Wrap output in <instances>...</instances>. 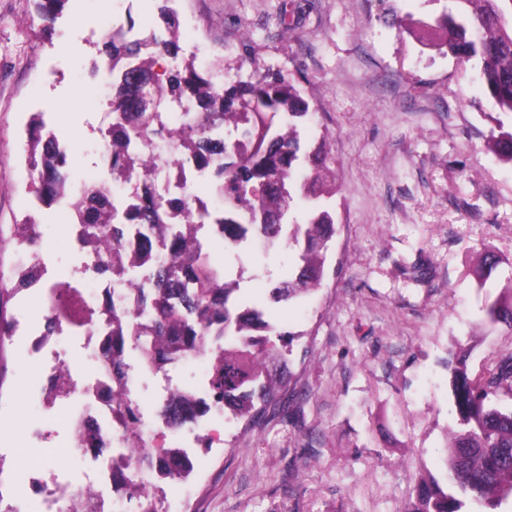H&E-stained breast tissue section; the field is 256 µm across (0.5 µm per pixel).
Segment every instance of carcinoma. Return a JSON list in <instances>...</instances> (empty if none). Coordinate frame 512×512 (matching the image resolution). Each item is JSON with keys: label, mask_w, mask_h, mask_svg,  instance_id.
<instances>
[{"label": "carcinoma", "mask_w": 512, "mask_h": 512, "mask_svg": "<svg viewBox=\"0 0 512 512\" xmlns=\"http://www.w3.org/2000/svg\"><path fill=\"white\" fill-rule=\"evenodd\" d=\"M455 7L434 23L422 26L441 33L438 51L460 62L474 60L479 80L498 109L512 113V0H452ZM65 0H36L37 11L52 23ZM160 18L170 33L165 41L144 39L127 43L120 35L104 41L101 54L110 74V112H134L136 127L144 131L153 112L172 96L192 102L193 125L174 133V148L194 155L211 166L216 190L224 198V240L243 243L258 237L267 245L283 243L297 259L294 274L286 282L269 288L274 303H288L318 288L325 277L327 253L336 234L329 210L316 204L324 195L336 193V181L328 165L323 143L302 146L299 127L309 117V106L296 88L279 73H266L253 81L224 80L223 90L213 89L212 71H201L192 63L163 79L154 70V58L180 54L175 40L176 20L166 8ZM224 124L240 130L241 143L233 152L227 146L198 137L206 128ZM128 128H112V171L121 175L149 172L146 164L126 150ZM31 168L45 170L35 192L44 194L65 185V173L56 163L55 147L37 137V123L29 129ZM488 146L499 158L512 164V129L498 126L490 133ZM149 206L130 207L129 224H162L168 213L179 211L185 226L175 235L171 250L179 262V273L160 268L153 287L141 295L140 303L154 314L146 338L148 358L156 366L172 363L198 349L208 338L215 350L211 362V385L224 399V411L240 421L254 422L267 410L287 380L283 349L294 333L263 319V313L240 297L237 279H221L207 268L197 238L191 203L184 195L161 194L153 178L140 184ZM309 206L302 220L285 222L293 195ZM81 224L94 225L97 235L115 236L112 200L107 189L88 187L74 201ZM499 264L493 253L485 255L479 288L484 291L482 312L490 325L512 331V279L508 297L495 295L487 283ZM14 283L0 276V386L3 385L5 336L11 316L8 304L14 298ZM194 315L191 322L182 310ZM115 328L105 353L112 360L113 376H122L125 337L121 316H113ZM512 382V358L487 376L471 377L464 363L454 368L452 401L455 428L445 451L446 483L420 479L413 499L403 512H500L512 502V404L499 398L503 382ZM198 410L187 394H176L168 404L175 420H185ZM167 474L185 478L192 465L178 448L148 461ZM65 512H92L91 501L80 492L67 499Z\"/></svg>", "instance_id": "1"}]
</instances>
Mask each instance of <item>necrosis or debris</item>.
Here are the masks:
<instances>
[{
  "instance_id": "4bbe7bcc",
  "label": "necrosis or debris",
  "mask_w": 512,
  "mask_h": 512,
  "mask_svg": "<svg viewBox=\"0 0 512 512\" xmlns=\"http://www.w3.org/2000/svg\"><path fill=\"white\" fill-rule=\"evenodd\" d=\"M189 119L188 103L179 102L175 111L156 114L149 134L130 132L129 146L151 159L155 182L164 192L190 197L195 214L202 218L199 229L204 237L220 241L224 238L219 225L222 210L195 193L196 185L211 182V168L171 147V130L185 127ZM41 138L55 144L67 177L66 189L35 199L33 207L72 211L86 181L66 143L55 141L49 131ZM91 148L103 170L99 186L109 190L113 202H131V178L110 175L111 133H100ZM181 220V215L170 216L162 231L152 224L123 225L124 247L131 250L149 241L152 262L124 268L105 279L97 262L99 257L111 256L112 249L88 237L87 225H73L75 249L65 261L38 221L16 232L13 272L29 284L19 291L8 338L26 361V414L36 424L40 440L58 441L67 457L95 462L99 470L77 486L64 472L43 465L17 471L11 481L0 480V497L12 499L15 512H57V502L76 488L92 499L99 512H139L123 485L163 480V473L147 466V458L166 448L191 447L200 431L210 443H223L224 403L213 391L204 367L213 357L212 350L191 353L189 360L197 369L190 381L169 383L152 403L138 406L135 423H128L112 401V363L103 347L112 337L113 314L124 315L131 340L123 361L124 396L136 398L157 371L146 360L139 336L152 314L139 309L138 299L141 289L151 287L155 266L170 265L169 236L180 229ZM177 392L190 395L200 407L183 422L173 420L166 409Z\"/></svg>"
}]
</instances>
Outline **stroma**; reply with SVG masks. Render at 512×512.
<instances>
[{
    "label": "stroma",
    "mask_w": 512,
    "mask_h": 512,
    "mask_svg": "<svg viewBox=\"0 0 512 512\" xmlns=\"http://www.w3.org/2000/svg\"><path fill=\"white\" fill-rule=\"evenodd\" d=\"M413 27L378 20L381 0H181V48L195 39L227 75L281 72L313 113L302 141L327 135L336 194L327 276L311 295L275 309L296 335L291 376L253 423L225 426L223 445L198 446L186 512H401L416 481L444 478L451 370L469 376L512 357V331L485 322L475 270L486 252L512 277V165L486 147L512 127L486 96L476 62L440 54L425 28L451 0H394ZM112 0H67L46 32L35 0H0V236L28 220L26 128L38 121L77 145L88 178L99 169L86 144L106 127L96 96L101 32L119 16ZM284 247L243 246L224 258L245 300L264 303L268 283L289 277ZM0 383V454L24 465L64 463L83 480L90 464L15 433L9 407L26 382L7 345Z\"/></svg>",
    "instance_id": "stroma-1"
}]
</instances>
